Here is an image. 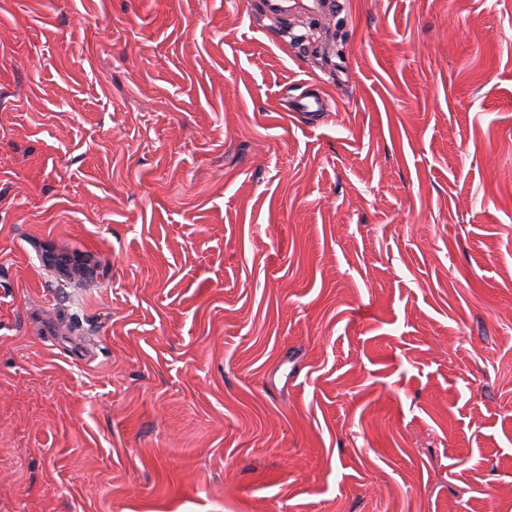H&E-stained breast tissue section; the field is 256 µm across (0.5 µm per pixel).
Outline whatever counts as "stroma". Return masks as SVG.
<instances>
[{
	"instance_id": "obj_1",
	"label": "stroma",
	"mask_w": 512,
	"mask_h": 512,
	"mask_svg": "<svg viewBox=\"0 0 512 512\" xmlns=\"http://www.w3.org/2000/svg\"><path fill=\"white\" fill-rule=\"evenodd\" d=\"M343 2L0 0V512H512V0ZM299 90L290 101V112L303 118L319 117L333 112V105L316 84H305Z\"/></svg>"
}]
</instances>
